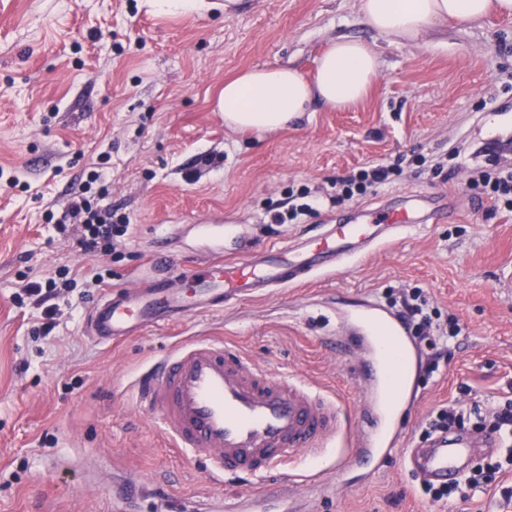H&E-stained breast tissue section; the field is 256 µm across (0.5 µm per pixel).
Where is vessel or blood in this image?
<instances>
[{
	"label": "vessel or blood",
	"mask_w": 512,
	"mask_h": 512,
	"mask_svg": "<svg viewBox=\"0 0 512 512\" xmlns=\"http://www.w3.org/2000/svg\"><path fill=\"white\" fill-rule=\"evenodd\" d=\"M362 224H328L319 234L260 251L242 248L232 226L205 224L216 247L188 272L170 271L169 257H154L148 283L108 290L91 313L90 334L117 344L166 327L189 313L220 311L331 274L418 224L415 210H375ZM345 329L333 336L337 351L352 358L354 381L363 396L355 429H348L336 399L302 381L257 367L214 339H193L156 359L132 383L138 407L168 434L174 447L198 461L218 484L248 475L265 477L305 458L317 466L306 486L325 482L320 463L379 464L401 438L390 417L395 398L408 384L413 342L394 313L367 302L363 314L347 313ZM461 436L436 434L429 447L409 451L410 465L431 482L454 484L461 460L472 455ZM257 498L192 506L191 512H255Z\"/></svg>",
	"instance_id": "vessel-or-blood-1"
}]
</instances>
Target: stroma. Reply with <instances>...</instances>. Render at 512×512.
<instances>
[{"label": "stroma", "instance_id": "stroma-1", "mask_svg": "<svg viewBox=\"0 0 512 512\" xmlns=\"http://www.w3.org/2000/svg\"><path fill=\"white\" fill-rule=\"evenodd\" d=\"M370 45L379 60L369 96L339 111L313 105L294 125L234 132L215 104L226 78L266 65L314 76L339 39ZM512 18L436 27L428 43L388 42L355 0H237L232 14L207 6L161 11L148 0H0V512H118L104 477L140 487L137 512L208 497L263 494L251 478L214 485L138 410L129 383L139 369L188 339H221L256 365L305 381L356 414L352 362L323 337L336 313L363 299L423 289L462 332L433 375L413 371L417 410L396 417L409 436L439 405L460 397L512 399V212L470 185L469 168L512 165L494 148L512 134ZM458 160H451L452 152ZM377 164L400 173L367 197L327 204L301 223L269 212L289 190L322 194L336 178ZM108 176L105 205L128 216L127 246L90 257L61 239V214L93 170ZM452 195L454 207L335 276L283 288L224 311L199 312L112 346L88 335L106 288L140 283L154 254L193 264L206 243L199 221L234 225L254 249L315 234L363 207L408 195ZM77 271L56 301L55 327L38 334L44 309L16 304L23 278ZM111 270L107 287L95 273ZM316 512H512V473L478 491L434 502L399 451L368 480L329 476Z\"/></svg>", "mask_w": 512, "mask_h": 512}]
</instances>
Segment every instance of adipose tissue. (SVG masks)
Listing matches in <instances>:
<instances>
[{"instance_id":"adipose-tissue-1","label":"adipose tissue","mask_w":512,"mask_h":512,"mask_svg":"<svg viewBox=\"0 0 512 512\" xmlns=\"http://www.w3.org/2000/svg\"><path fill=\"white\" fill-rule=\"evenodd\" d=\"M359 16L389 42L420 44L440 24L512 17V0H356ZM315 80L284 66L252 68L225 81L219 95L232 129L272 132L288 127L318 101L343 109L361 101L378 72L364 42L340 39L317 61Z\"/></svg>"}]
</instances>
